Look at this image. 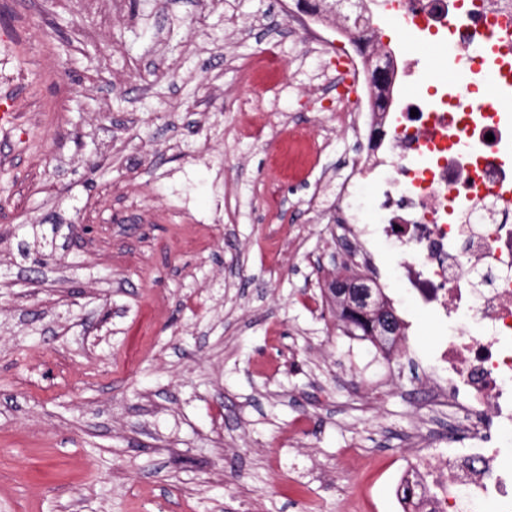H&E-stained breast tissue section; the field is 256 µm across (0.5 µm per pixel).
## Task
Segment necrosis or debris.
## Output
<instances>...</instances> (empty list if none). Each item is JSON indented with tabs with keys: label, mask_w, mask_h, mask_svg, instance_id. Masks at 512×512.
Here are the masks:
<instances>
[{
	"label": "necrosis or debris",
	"mask_w": 512,
	"mask_h": 512,
	"mask_svg": "<svg viewBox=\"0 0 512 512\" xmlns=\"http://www.w3.org/2000/svg\"><path fill=\"white\" fill-rule=\"evenodd\" d=\"M385 10L453 49L462 77L448 96L429 72L420 82L438 99L402 97L406 58L374 50L368 24L346 32L341 80L360 101L353 111L337 105L336 124L359 148L348 180L316 200L343 212L331 234L350 242L347 255L370 271L372 287L382 295L403 288L444 330L436 362L448 378L428 382L423 406L447 410L464 445L435 456L439 435L416 436L414 468L436 490L425 512H478L487 503L512 512V200L500 191L512 168L501 160L495 113L470 99L466 79L485 29L512 17V0H386ZM372 61L389 69L386 82L370 80ZM379 238L401 256L395 279L377 270Z\"/></svg>",
	"instance_id": "1"
}]
</instances>
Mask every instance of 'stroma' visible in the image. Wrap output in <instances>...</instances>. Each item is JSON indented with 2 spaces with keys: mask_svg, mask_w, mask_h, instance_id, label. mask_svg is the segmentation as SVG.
<instances>
[{
  "mask_svg": "<svg viewBox=\"0 0 512 512\" xmlns=\"http://www.w3.org/2000/svg\"><path fill=\"white\" fill-rule=\"evenodd\" d=\"M289 16L0 0V512H401L414 432L448 427L414 403L431 326L399 288L392 346L336 313L334 212L309 197L344 180L354 141L334 120L333 22L315 42ZM272 44L279 82H244ZM288 128L330 142L300 180L274 164ZM58 221L88 232L18 254L28 225ZM388 312H387L388 315L392 319V334H393V335H390V336H393V338H391L389 340L379 337V336H383V335L380 334L379 330L370 321H356V322H352V323H347L344 320L343 315H339V317L351 329H353L354 331L360 332L359 335L361 338L370 339L372 344L379 343L381 346H386V345L391 344L396 339L397 336H395V335L397 334V329H398L397 318H396L394 312L390 311V310H388Z\"/></svg>",
  "mask_w": 512,
  "mask_h": 512,
  "instance_id": "35a3bbf8",
  "label": "stroma"
}]
</instances>
